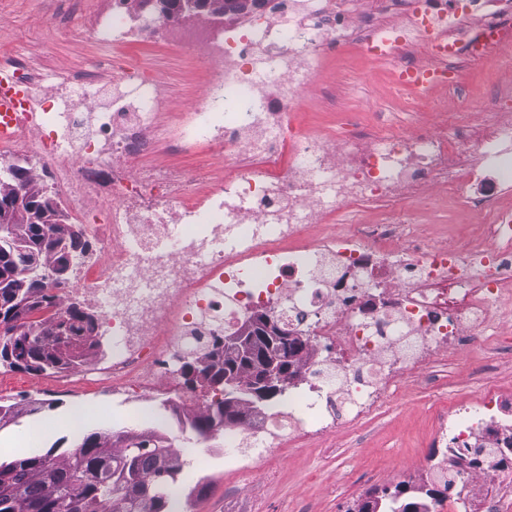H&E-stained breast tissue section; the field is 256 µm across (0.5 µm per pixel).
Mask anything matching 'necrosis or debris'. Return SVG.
<instances>
[{"label":"necrosis or debris","instance_id":"obj_1","mask_svg":"<svg viewBox=\"0 0 512 512\" xmlns=\"http://www.w3.org/2000/svg\"><path fill=\"white\" fill-rule=\"evenodd\" d=\"M249 0L222 20L199 13L194 34L171 30L167 51L201 72L191 105L166 117L167 89L131 52L168 20H145L139 0H96L75 25L112 48L109 69L61 80L30 100L29 120L0 146V189L59 197L83 218L93 252L71 288L50 286V321L84 294L112 339L77 373L110 378L139 406L168 396L192 415L208 402L185 394L178 365L200 358L259 311L305 344L288 382V406L224 429L242 465L284 442L319 437L374 416L407 380L428 379L445 355L483 352L494 374L512 353V95L463 119L421 93L413 72L459 54L512 52V0ZM381 55L390 83L430 114L397 131L346 113L336 132L301 119L305 92L326 58ZM208 148L203 168L128 164L134 155ZM24 168V179L8 170ZM476 213L478 238L421 239L408 231L437 192ZM376 205L379 223H336ZM426 478L448 480V499L478 498L486 482L512 483V395L487 389L439 411Z\"/></svg>","mask_w":512,"mask_h":512}]
</instances>
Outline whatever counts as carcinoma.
<instances>
[{
    "mask_svg": "<svg viewBox=\"0 0 512 512\" xmlns=\"http://www.w3.org/2000/svg\"><path fill=\"white\" fill-rule=\"evenodd\" d=\"M28 214H15L19 195L0 190V271L8 272L15 287L0 288V364L32 375L56 370L68 357L59 334L75 340L94 331V316L76 305L51 322L46 330L29 319L38 309L54 304L45 292L42 265L54 269L69 263L89 247L73 225L63 224L59 236L48 240L43 227L52 223L50 200L35 190L25 193ZM235 373L239 386L222 387L224 400L217 408L190 421V432L208 437L220 426L242 421L245 411L258 412L286 387L257 397L249 392L252 361L225 354L224 361L205 367L196 360L180 368L191 389ZM48 452L8 463L0 462V512H100L107 501L123 503L122 512H168L183 462L168 455L167 442L150 441L127 432H91L80 436L75 450ZM407 488L368 493L358 512H430L422 499L438 500L433 486L408 500Z\"/></svg>",
    "mask_w": 512,
    "mask_h": 512,
    "instance_id": "carcinoma-1",
    "label": "carcinoma"
}]
</instances>
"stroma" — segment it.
I'll return each instance as SVG.
<instances>
[{
	"instance_id": "obj_1",
	"label": "stroma",
	"mask_w": 512,
	"mask_h": 512,
	"mask_svg": "<svg viewBox=\"0 0 512 512\" xmlns=\"http://www.w3.org/2000/svg\"><path fill=\"white\" fill-rule=\"evenodd\" d=\"M92 4L93 0H0V21L10 33L8 40L0 42V54L17 55L34 70L62 76L99 69L109 47L71 32ZM136 52L152 62L169 89L170 107L189 106L201 85V74L186 67L180 57L156 51L151 45L139 46ZM459 67L461 90L447 87L434 92L452 112L458 111L463 92L469 93L479 111H492L495 89L512 83V66L495 57L463 60ZM306 100L303 121L328 131L335 130L340 112L373 115L397 129L418 120L402 100L392 96L385 69L355 54L325 60L322 83L307 91ZM415 229L419 236L432 240L448 234L469 238L480 233L466 206L445 198L439 211H423ZM480 358L477 351L452 353L441 361L434 388L410 381L374 418L286 446L278 455L257 461L246 475L225 463L220 437L201 440L176 433V440L189 449L178 481L181 505L185 512H235L244 489L253 512H347L367 491L394 489L401 470L420 469L423 460L433 455L430 434L435 411L471 399L479 390ZM29 379L41 397L35 405L18 400L19 384ZM0 397L15 403L20 414L18 422L0 425V435L35 431L31 446L39 454L54 445L72 447L82 432L120 431L130 425L129 408L113 395L111 384L78 376L65 378L49 372L32 377L0 366ZM77 403L84 417L79 430L70 418ZM201 455L211 456V468L199 466Z\"/></svg>"
}]
</instances>
